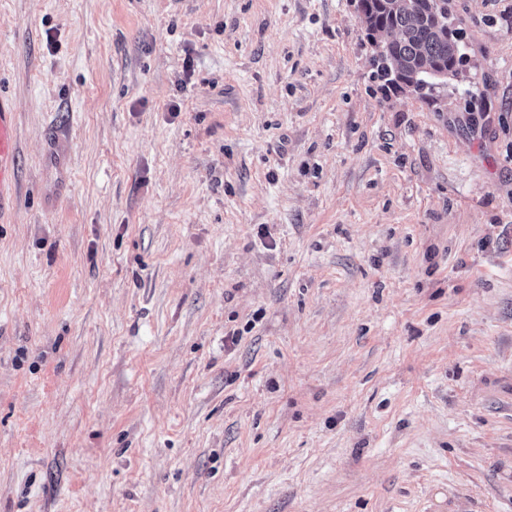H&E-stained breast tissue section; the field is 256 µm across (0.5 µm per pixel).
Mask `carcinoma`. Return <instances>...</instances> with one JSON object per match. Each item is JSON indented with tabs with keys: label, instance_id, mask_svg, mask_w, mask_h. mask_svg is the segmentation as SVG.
Returning a JSON list of instances; mask_svg holds the SVG:
<instances>
[{
	"label": "carcinoma",
	"instance_id": "cac0c4a2",
	"mask_svg": "<svg viewBox=\"0 0 512 512\" xmlns=\"http://www.w3.org/2000/svg\"><path fill=\"white\" fill-rule=\"evenodd\" d=\"M368 36L375 46L374 64L378 76L391 85L406 78L422 91L435 87L433 69L442 66L453 75L463 62L455 33L448 23V0H362ZM392 28L401 33V41L391 53L381 51L378 32ZM403 65L404 76L393 68L390 57Z\"/></svg>",
	"mask_w": 512,
	"mask_h": 512
}]
</instances>
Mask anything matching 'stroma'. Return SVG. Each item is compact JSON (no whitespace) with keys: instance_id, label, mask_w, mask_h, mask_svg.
Instances as JSON below:
<instances>
[{"instance_id":"obj_1","label":"stroma","mask_w":512,"mask_h":512,"mask_svg":"<svg viewBox=\"0 0 512 512\" xmlns=\"http://www.w3.org/2000/svg\"><path fill=\"white\" fill-rule=\"evenodd\" d=\"M378 80L357 0H0V512H512V0ZM18 139L11 99L0 94V223L16 203Z\"/></svg>"}]
</instances>
